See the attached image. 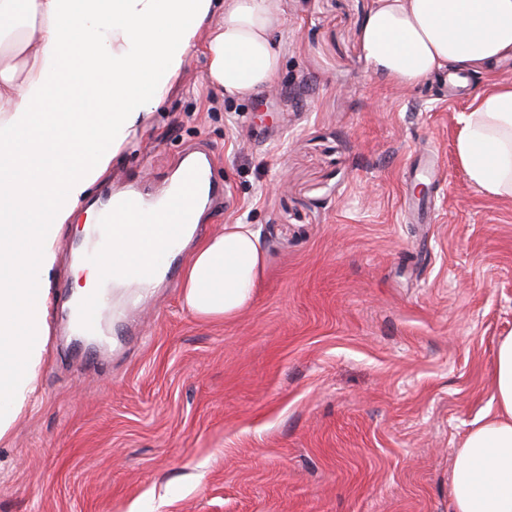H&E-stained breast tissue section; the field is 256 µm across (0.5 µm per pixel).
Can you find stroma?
Wrapping results in <instances>:
<instances>
[{
    "label": "stroma",
    "mask_w": 512,
    "mask_h": 512,
    "mask_svg": "<svg viewBox=\"0 0 512 512\" xmlns=\"http://www.w3.org/2000/svg\"><path fill=\"white\" fill-rule=\"evenodd\" d=\"M371 0H283L272 88L229 100L193 54L153 125L90 195L160 189L189 154L222 192L199 237L251 224L252 307L187 312L180 281L110 304L75 344L64 225L46 275L35 394L0 438V512H451L457 448L494 409L512 334V197L473 186L456 140L471 89L371 75ZM437 170L414 193L418 155Z\"/></svg>",
    "instance_id": "stroma-1"
}]
</instances>
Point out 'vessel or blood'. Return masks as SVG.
<instances>
[{
    "instance_id": "1",
    "label": "vessel or blood",
    "mask_w": 512,
    "mask_h": 512,
    "mask_svg": "<svg viewBox=\"0 0 512 512\" xmlns=\"http://www.w3.org/2000/svg\"><path fill=\"white\" fill-rule=\"evenodd\" d=\"M210 170L208 157L189 159L176 180L170 184L162 200L154 205L153 210L158 223L167 227V242L178 241L184 233V225L189 221L193 209L214 195ZM144 208V197L139 189L134 187L123 195L104 199L103 223L96 235L99 255L108 253L112 244L114 225L131 223L136 214ZM101 306L102 300L96 294L81 300L76 311L80 334L99 335L97 314Z\"/></svg>"
}]
</instances>
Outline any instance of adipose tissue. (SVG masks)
Masks as SVG:
<instances>
[{
  "label": "adipose tissue",
  "mask_w": 512,
  "mask_h": 512,
  "mask_svg": "<svg viewBox=\"0 0 512 512\" xmlns=\"http://www.w3.org/2000/svg\"><path fill=\"white\" fill-rule=\"evenodd\" d=\"M282 13V0H0V437L36 389L43 284L62 225L150 124L194 50L223 96L269 85ZM361 35L369 71L402 85L483 77L456 154L472 184L512 196V81L492 72L512 58V0H372ZM138 230L112 245L113 281L130 277L147 246ZM263 270L254 227L225 225L191 255L182 303L203 320L233 319L253 304ZM494 399L455 455L453 512H512V336L495 353Z\"/></svg>",
  "instance_id": "1"
}]
</instances>
